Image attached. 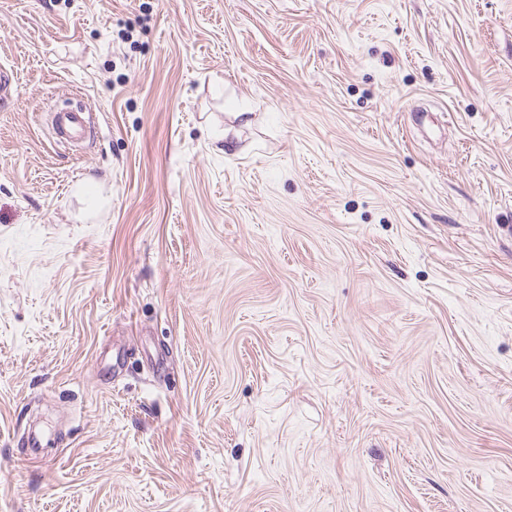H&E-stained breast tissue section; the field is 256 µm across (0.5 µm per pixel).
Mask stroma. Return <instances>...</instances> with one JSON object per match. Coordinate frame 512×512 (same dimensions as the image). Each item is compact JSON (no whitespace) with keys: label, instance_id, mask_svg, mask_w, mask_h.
Segmentation results:
<instances>
[{"label":"stroma","instance_id":"35a3bbf8","mask_svg":"<svg viewBox=\"0 0 512 512\" xmlns=\"http://www.w3.org/2000/svg\"><path fill=\"white\" fill-rule=\"evenodd\" d=\"M1 66L0 512H512V0H0ZM58 135L71 142L83 140L90 133V118L82 109L62 110L52 118Z\"/></svg>","mask_w":512,"mask_h":512}]
</instances>
